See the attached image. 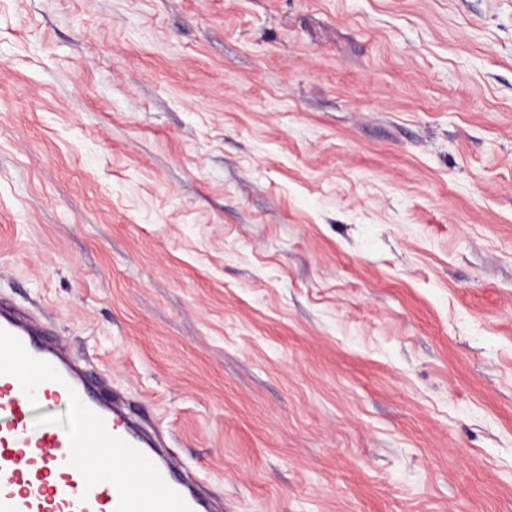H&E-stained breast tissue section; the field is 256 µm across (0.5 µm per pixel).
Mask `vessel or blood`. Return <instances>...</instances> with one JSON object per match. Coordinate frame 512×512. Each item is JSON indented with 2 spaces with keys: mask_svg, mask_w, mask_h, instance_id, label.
I'll list each match as a JSON object with an SVG mask.
<instances>
[{
  "mask_svg": "<svg viewBox=\"0 0 512 512\" xmlns=\"http://www.w3.org/2000/svg\"><path fill=\"white\" fill-rule=\"evenodd\" d=\"M49 404L66 409L68 424L34 430L33 411ZM113 451L122 464L102 466ZM176 470L125 396L0 297V512H218L216 496Z\"/></svg>",
  "mask_w": 512,
  "mask_h": 512,
  "instance_id": "b4317fda",
  "label": "vessel or blood"
}]
</instances>
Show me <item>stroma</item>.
Masks as SVG:
<instances>
[{"mask_svg":"<svg viewBox=\"0 0 512 512\" xmlns=\"http://www.w3.org/2000/svg\"><path fill=\"white\" fill-rule=\"evenodd\" d=\"M224 512H512V0H0V294Z\"/></svg>","mask_w":512,"mask_h":512,"instance_id":"1","label":"stroma"}]
</instances>
